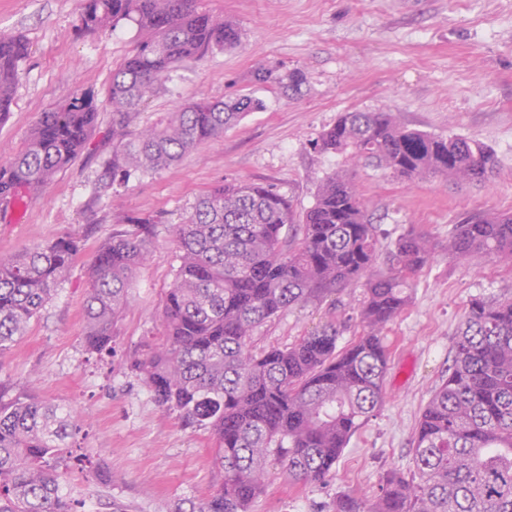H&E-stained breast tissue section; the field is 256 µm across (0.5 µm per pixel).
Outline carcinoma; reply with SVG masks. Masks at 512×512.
Here are the masks:
<instances>
[{
	"label": "carcinoma",
	"mask_w": 512,
	"mask_h": 512,
	"mask_svg": "<svg viewBox=\"0 0 512 512\" xmlns=\"http://www.w3.org/2000/svg\"><path fill=\"white\" fill-rule=\"evenodd\" d=\"M124 23L135 24L143 39L108 89L112 153L98 177L107 197L132 176L169 167L221 137L261 106L249 95L184 102L132 127L179 64L237 48L240 31L199 12L196 0H84L80 33ZM28 50L23 34L0 33V121ZM304 83L299 69L278 79L295 93ZM99 110L94 92L76 90L41 113L24 149L0 161V203H20L47 187L90 145ZM315 148L407 181L481 183L497 167L485 143L408 128L389 110L340 113ZM128 223L103 240L90 270L82 342L91 354L112 353L133 279L152 253L155 219L131 216ZM174 233L178 265L163 299V341L141 349L128 368L159 408L209 430L222 476L205 499L179 502L174 512H249L272 454L288 479L324 481L384 403L389 352L382 333L406 308L412 281L435 250L458 260L483 253L512 267V213L498 212L463 219L443 243L411 228L395 240L386 268L378 267L376 228L346 170L322 182L300 218L271 185L214 187ZM81 249L64 234L0 255V358L27 335ZM356 287L363 288L364 333L350 344L338 346L340 327L331 320L288 347H254V329L289 307H334L337 295ZM81 428L77 412L63 404L24 390L6 397L0 388V512H78L63 475ZM412 454L413 471H388L370 498L338 495L331 512H512V299L470 301L448 376L419 416Z\"/></svg>",
	"instance_id": "obj_1"
}]
</instances>
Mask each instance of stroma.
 <instances>
[{
  "label": "stroma",
  "instance_id": "obj_1",
  "mask_svg": "<svg viewBox=\"0 0 512 512\" xmlns=\"http://www.w3.org/2000/svg\"><path fill=\"white\" fill-rule=\"evenodd\" d=\"M197 6L233 20L240 45L180 64L135 126L188 100L246 94L262 107L169 168L132 177L112 203L95 193L112 149L102 135L112 120L105 100L139 32L125 26L78 36L82 0H0V33H22L30 44L11 112L0 122V158L18 152L41 113L67 92L91 89L105 103L90 148L44 191L0 208V253L67 231L85 242L27 336L0 358L1 386L30 385L80 412L84 428L76 443L88 462H70L64 485L83 512H112L116 502L127 512H173L179 501L205 498L219 481L209 432L159 408L126 366L130 354L162 339V299L177 268L174 228L212 187L268 183L292 197L301 214L326 176L350 169L383 255L408 228L442 241L466 216L512 211V0H197ZM260 68L279 75L299 69L306 83L285 95L273 83L255 82ZM384 107L409 127L486 143L498 156L495 174L483 186L407 182L313 150L339 113ZM135 215L159 219L151 257L133 281L112 354L87 353L82 307L96 247ZM477 296L512 298V268L483 254L461 261L436 251L416 276L406 309L383 332L391 360L382 408L355 433L325 482L291 483L269 462L266 491L250 512H328L337 495H372L388 470L412 469L421 410L448 374L452 341ZM362 298L358 290L342 295L332 312L292 307L257 327L254 344L283 347L330 319L341 324L340 342L348 344L363 332Z\"/></svg>",
  "mask_w": 512,
  "mask_h": 512
}]
</instances>
